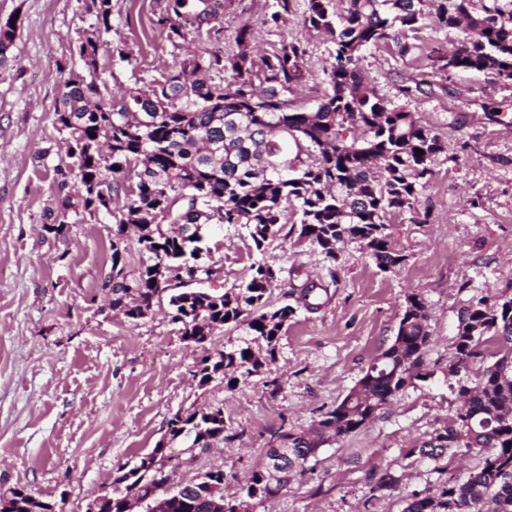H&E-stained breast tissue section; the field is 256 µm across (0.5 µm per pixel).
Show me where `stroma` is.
Returning <instances> with one entry per match:
<instances>
[{"label":"stroma","instance_id":"1","mask_svg":"<svg viewBox=\"0 0 512 512\" xmlns=\"http://www.w3.org/2000/svg\"><path fill=\"white\" fill-rule=\"evenodd\" d=\"M274 0H224L218 38L170 42L156 24L167 0H112V28L101 33L99 73L113 95L151 85L201 48L234 47L243 23L254 27L257 54L295 37L306 40V77L288 94L291 108L315 110L327 90L331 42L306 31V0H294L277 28L262 24ZM17 17V36L0 60V498L23 489L63 512H85L110 487L119 465L135 463L168 438V422L222 407L224 439L210 447L173 440L175 481L224 472L225 496L278 441L308 430L339 403L393 341L407 295L426 303L431 343L427 379L408 386L359 432L322 446L283 492L250 512H403L412 494L466 481L473 454L443 470L413 449L454 418L459 403L445 372L455 356L461 309L483 296L512 293V89L487 72L432 77V91L405 103L399 88L419 80V52L451 43L456 31L423 24L397 45L364 52L359 69L392 104L420 113L447 147L421 194L428 223L411 213L387 216L404 256L380 271L359 243L341 244L336 259L295 237L267 249L279 268L271 307L290 302L309 282L325 286L320 307L298 309L260 374L227 387L199 386L203 352L236 343L237 331H214L206 351L183 340L167 298L131 322L111 307L103 286L116 228L86 218L52 232L60 195L55 168L68 163L53 124L60 66L83 70L75 52L94 22L80 0H0V22ZM205 263L220 274L205 291L222 293L249 275L256 256L244 229H209ZM400 476L390 494L370 487L384 472Z\"/></svg>","mask_w":512,"mask_h":512}]
</instances>
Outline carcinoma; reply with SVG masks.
Listing matches in <instances>:
<instances>
[{
	"label": "carcinoma",
	"instance_id": "1",
	"mask_svg": "<svg viewBox=\"0 0 512 512\" xmlns=\"http://www.w3.org/2000/svg\"><path fill=\"white\" fill-rule=\"evenodd\" d=\"M339 11L334 0H308L303 25L329 34L333 49L327 72L329 92L314 112L288 107L286 92L304 78L307 47L301 38L284 41L259 58L251 46L252 27L242 25L235 36L236 50L224 56L205 50L186 58L162 75L147 90L129 89L120 103L102 93L95 78L98 38L111 29L112 2L91 0L95 30L79 37L77 51L88 75L73 70L63 76L54 106L55 123L65 134L67 155L79 174L80 188L67 192L68 172L56 167L63 192L54 231L79 224L86 216L105 213L113 204L112 223L117 237L129 225L137 229L139 265L133 276L117 242H112L111 273L104 287L111 289L112 308L132 320L146 317L158 280L183 266L194 265L202 251L203 231L214 224L245 228L261 258L249 267L248 280L222 294L173 288L169 295L171 320L186 340L202 342L214 330L231 326L243 338L224 351L204 352L199 386L215 375L235 386L239 379L259 374L273 355L284 325L295 313L290 305L271 310L268 299L278 278L265 256L274 240L288 238V207L299 215L297 240L316 245L327 259L336 258V245L347 239L365 248L377 267L390 272L404 256L393 244L387 215L409 211L419 223L420 195L433 174L434 158L444 146L417 113L388 103L356 69L366 50H380L398 42L399 33L414 32L428 19L439 28L457 30L448 47L433 44L426 53L434 74L458 69L488 71L512 87V0H344ZM220 0L202 15L192 0H168V39L184 40L211 35ZM293 8V0H275L274 11L262 24L276 26ZM17 26L0 23V54L14 43ZM225 73L224 82L206 79ZM363 138L345 137L354 128ZM95 136H90V133ZM422 150L423 154L416 153ZM197 210L198 222L189 221L187 236L165 232L155 216L171 210ZM309 282L296 302L307 310L319 304ZM404 357L412 367L396 371L393 359L375 370L367 369L335 407L321 414L317 427L307 432L280 434L288 438V478L304 470L308 455L331 439L361 430L386 404L414 381L425 377L431 342L426 305L417 294L406 297L397 329ZM265 344V354L252 348ZM497 346L495 361L485 367L455 419L441 429L443 444L422 443L410 453L431 461L487 451L467 481H448L435 495H412L404 512H512V295L481 297L458 319L456 356L469 363L482 356L479 346ZM209 409L169 421L172 439L183 433L210 439L224 437V421L207 424ZM164 477L130 468L104 494L101 512H123L133 495L150 505ZM268 465L254 470L241 491L259 502L270 499ZM399 479L385 473L370 492L387 493ZM168 512H234L224 499V471L209 470L189 482L172 498ZM8 512H52L49 503L17 489L3 500Z\"/></svg>",
	"mask_w": 512,
	"mask_h": 512
}]
</instances>
